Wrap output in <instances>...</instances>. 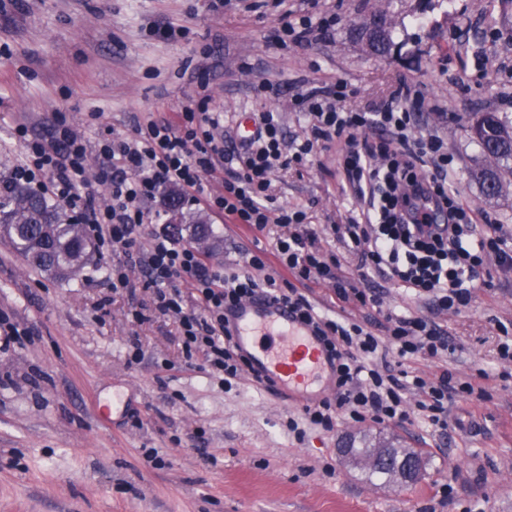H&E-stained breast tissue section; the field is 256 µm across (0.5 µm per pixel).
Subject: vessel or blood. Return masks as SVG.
Wrapping results in <instances>:
<instances>
[{
    "label": "vessel or blood",
    "mask_w": 512,
    "mask_h": 512,
    "mask_svg": "<svg viewBox=\"0 0 512 512\" xmlns=\"http://www.w3.org/2000/svg\"><path fill=\"white\" fill-rule=\"evenodd\" d=\"M229 319L235 345L274 387L306 402L325 396L330 358L314 330L287 305L256 298L237 306Z\"/></svg>",
    "instance_id": "obj_1"
}]
</instances>
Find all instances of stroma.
Listing matches in <instances>:
<instances>
[{
    "mask_svg": "<svg viewBox=\"0 0 512 512\" xmlns=\"http://www.w3.org/2000/svg\"><path fill=\"white\" fill-rule=\"evenodd\" d=\"M318 8L340 15L333 34L284 45L283 18L308 11L306 0H241L225 10L213 0H0V179L21 159L20 124L45 138L64 119L87 143L95 173L102 143L174 121L203 100L231 132L242 114L279 112L291 140L307 130L299 92L341 81L344 107L362 109L408 81L428 104L416 134L444 140L459 197L512 235V162L498 166L500 193L486 196L473 173L490 160L470 131L482 112L512 122V0H320ZM373 21L391 35L388 55H373L355 35ZM171 27L184 37H168ZM338 157L333 146L277 172V204L304 209L342 274L383 290L384 310L441 327L454 354L412 358L407 371L483 367L489 401L450 404L444 434L415 417L396 426L342 421L330 432L309 426L296 437L286 419L300 417L301 403L245 377L225 385L202 356L186 357L178 320L156 310L140 271L113 290L106 269L121 251L61 280L33 272L0 237V318L25 332L0 335V512H512V382L498 376L499 339L512 332V269L487 268L486 287L458 313L360 276L329 232L361 215ZM168 194L147 203L145 233L191 245L221 271L248 272L247 253L283 232L184 202L207 221L200 239L194 225L170 223ZM365 436L421 451L419 480L400 485L354 469L340 450ZM149 451L161 467L147 463Z\"/></svg>",
    "mask_w": 512,
    "mask_h": 512,
    "instance_id": "35a3bbf8",
    "label": "stroma"
}]
</instances>
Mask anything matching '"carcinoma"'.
<instances>
[{
    "instance_id": "1",
    "label": "carcinoma",
    "mask_w": 512,
    "mask_h": 512,
    "mask_svg": "<svg viewBox=\"0 0 512 512\" xmlns=\"http://www.w3.org/2000/svg\"><path fill=\"white\" fill-rule=\"evenodd\" d=\"M484 153L493 161L512 160V124L487 112L473 127ZM0 228L13 249L31 270L54 277L71 278L88 263L94 246L83 234L81 225L71 220L58 205L48 202L37 189L17 182L0 184ZM378 447L387 459L369 469L371 475L394 479L395 466L408 457L421 458L415 451L396 448L385 441Z\"/></svg>"
}]
</instances>
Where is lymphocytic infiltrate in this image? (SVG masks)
Here are the masks:
<instances>
[{
    "instance_id": "f902f5d3",
    "label": "lymphocytic infiltrate",
    "mask_w": 512,
    "mask_h": 512,
    "mask_svg": "<svg viewBox=\"0 0 512 512\" xmlns=\"http://www.w3.org/2000/svg\"><path fill=\"white\" fill-rule=\"evenodd\" d=\"M340 18L315 12L289 19L285 39L300 43L332 33ZM344 83L295 97L309 120L301 142L287 143L277 113L261 112L249 140L234 141L220 134L219 116L211 112L182 113L177 126L154 122L138 127L134 138H113L102 145L97 181L88 176L85 140L65 121H56L49 138H33L18 127L23 157L14 179L46 192L72 219L83 224L98 248L119 246L124 260L110 266L113 288L129 285L128 271L141 269L147 287L156 293L160 312L178 318L186 356L203 354L206 364L225 379L237 378L247 364L224 330V311L257 295L287 303L312 325L333 358L332 397L307 406L310 424L333 430L339 419L402 424L419 412L439 432L448 430L449 403H480L489 395L482 386L488 373L477 367L459 376L443 371L424 378L409 375L406 361L415 356L442 358L450 351L447 336L419 316L385 314L384 336L360 324L320 316L300 285L334 283L344 304L381 308L376 291L356 287L341 278L335 256L317 247L318 235L300 208L280 207L270 193L278 170L305 165L318 149L342 147L340 167L354 197L364 206L363 218L334 224L332 235L362 267L375 270L440 311L469 308L475 283L488 263L512 267V243L500 225L466 206L452 190L453 161L436 135H414L424 108L420 90L402 89L374 110L344 109ZM218 174V188L205 191L202 177ZM106 186L109 205L97 201L95 184ZM180 186L196 201L224 213L234 224L256 231L269 225L288 227L271 252L252 254L250 267L261 270L275 260L289 278L257 280L248 274L210 268L201 252L164 235L142 240L147 202L161 187ZM488 223V232L477 226ZM190 279L198 293L197 308H188L176 287ZM418 397L408 408V394Z\"/></svg>"
}]
</instances>
